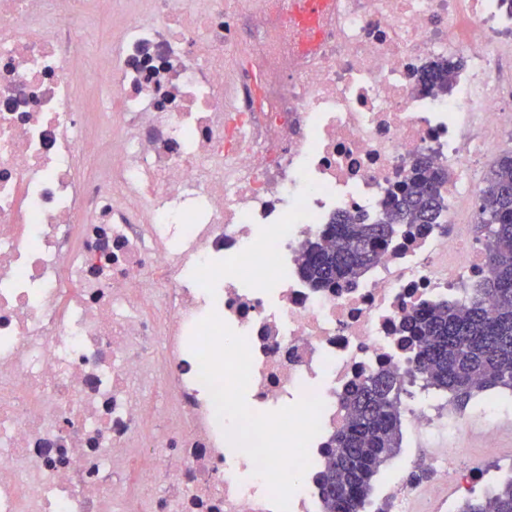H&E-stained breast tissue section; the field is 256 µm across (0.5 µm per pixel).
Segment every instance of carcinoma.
Listing matches in <instances>:
<instances>
[{
	"label": "carcinoma",
	"instance_id": "cac0c4a2",
	"mask_svg": "<svg viewBox=\"0 0 512 512\" xmlns=\"http://www.w3.org/2000/svg\"><path fill=\"white\" fill-rule=\"evenodd\" d=\"M446 63L421 77L426 88L448 89ZM448 169L415 163L401 194L371 224L339 212L326 238L309 245L303 275L315 288H348L373 264L400 224L439 223L447 204L442 186ZM479 223L486 231L487 265L474 295L453 304H422L402 325L409 350V381L448 396L463 409L479 394L512 390V152L501 155L484 179ZM403 382L379 370L343 398L346 426L327 448L329 464L320 474L324 512H363L382 466L400 447ZM460 512H512V475Z\"/></svg>",
	"mask_w": 512,
	"mask_h": 512
}]
</instances>
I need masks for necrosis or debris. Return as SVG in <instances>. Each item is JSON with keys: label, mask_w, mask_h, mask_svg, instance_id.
<instances>
[{"label": "necrosis or debris", "mask_w": 512, "mask_h": 512, "mask_svg": "<svg viewBox=\"0 0 512 512\" xmlns=\"http://www.w3.org/2000/svg\"><path fill=\"white\" fill-rule=\"evenodd\" d=\"M91 0H0V512H275L229 454L190 341L210 312L246 337L260 411L315 395L321 430L290 512H323L341 398L405 375L399 327L483 277L477 178L512 133L507 0H161L132 14L106 80L80 52ZM457 62L447 92L421 86ZM453 169L428 229L404 224L350 288L300 268L341 211L372 222L418 158ZM159 354L144 352L149 338ZM512 399L468 415L418 400L448 440L446 512ZM458 64L448 65L446 63H435L427 68L421 77V84L425 88H437L448 90V70Z\"/></svg>", "instance_id": "obj_1"}]
</instances>
